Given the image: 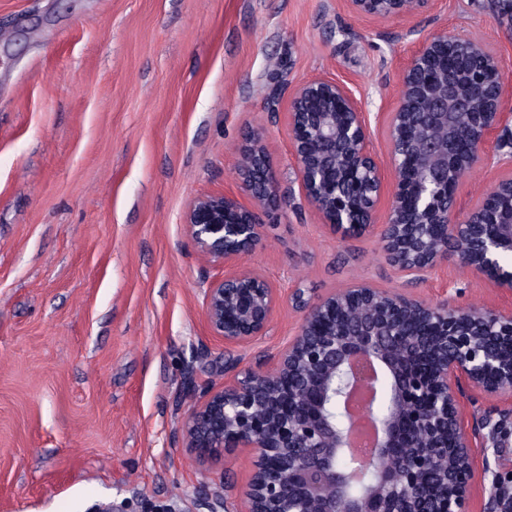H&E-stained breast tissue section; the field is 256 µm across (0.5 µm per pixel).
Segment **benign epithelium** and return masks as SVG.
<instances>
[{
	"mask_svg": "<svg viewBox=\"0 0 512 512\" xmlns=\"http://www.w3.org/2000/svg\"><path fill=\"white\" fill-rule=\"evenodd\" d=\"M434 0H348L350 10L387 21L432 8ZM452 35L420 40L400 75V95L390 113L394 190L385 223H378L384 192L381 165L370 150L364 112L342 83L315 79L288 94V132L302 192L325 226L343 238L377 233L391 263L419 273L448 255L460 266L512 293V171L499 175L488 194L456 216L459 178L448 174V155L471 167L486 139L512 122L506 111L499 58L484 51L481 68L463 84L438 62L448 57ZM466 132L417 149L414 129L448 128V110ZM240 154L243 198H197L185 214L186 232L206 260L224 264V276L204 292L210 331L227 345H244L266 332L278 301L257 271L241 265L263 239L265 224L287 206L272 162L256 135ZM361 310L336 328V311ZM512 313L485 307L467 311L432 306L401 293L355 282L309 306L298 332L270 367L236 370L224 365V385L202 393L188 411L179 438L201 462L247 451L250 476L241 512H470L472 436L461 399L476 388L490 398L512 395ZM373 359L394 390L386 412L373 420V461L378 480L361 499L342 496L336 455L346 435L336 433L331 407L348 404L366 381L356 358ZM349 374L343 392L336 376Z\"/></svg>",
	"mask_w": 512,
	"mask_h": 512,
	"instance_id": "obj_1",
	"label": "benign epithelium"
}]
</instances>
